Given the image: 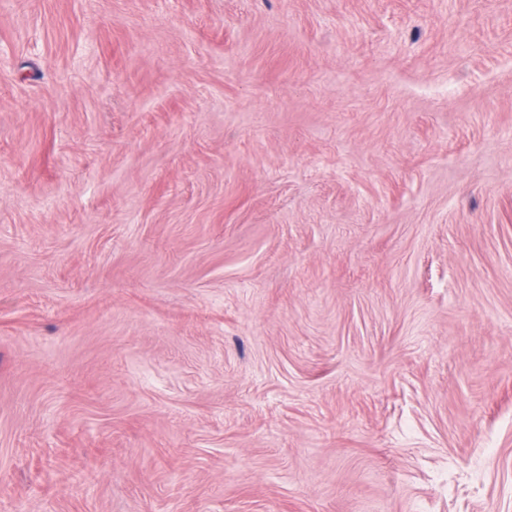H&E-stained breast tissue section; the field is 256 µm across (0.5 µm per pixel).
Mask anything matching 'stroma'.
Listing matches in <instances>:
<instances>
[{"label": "stroma", "mask_w": 512, "mask_h": 512, "mask_svg": "<svg viewBox=\"0 0 512 512\" xmlns=\"http://www.w3.org/2000/svg\"><path fill=\"white\" fill-rule=\"evenodd\" d=\"M0 512H512V0H0Z\"/></svg>", "instance_id": "stroma-1"}]
</instances>
